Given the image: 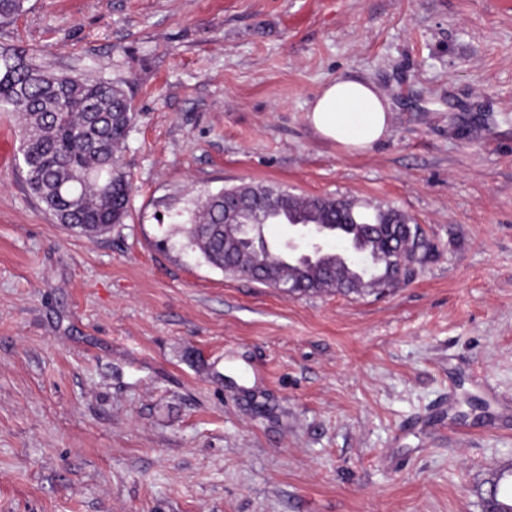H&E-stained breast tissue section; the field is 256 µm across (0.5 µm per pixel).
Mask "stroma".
<instances>
[{"label": "stroma", "instance_id": "35a3bbf8", "mask_svg": "<svg viewBox=\"0 0 512 512\" xmlns=\"http://www.w3.org/2000/svg\"><path fill=\"white\" fill-rule=\"evenodd\" d=\"M15 46L121 84L133 194L67 230L0 112V512H482L512 468V0H26ZM351 72L390 100L361 153L305 121ZM238 185L397 208L440 256L288 296L167 245Z\"/></svg>", "mask_w": 512, "mask_h": 512}]
</instances>
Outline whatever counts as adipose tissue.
Listing matches in <instances>:
<instances>
[{"label": "adipose tissue", "instance_id": "ef3b65f1", "mask_svg": "<svg viewBox=\"0 0 512 512\" xmlns=\"http://www.w3.org/2000/svg\"><path fill=\"white\" fill-rule=\"evenodd\" d=\"M305 119L319 138L348 152H362L388 136L390 105L372 81L354 74L324 84Z\"/></svg>", "mask_w": 512, "mask_h": 512}]
</instances>
